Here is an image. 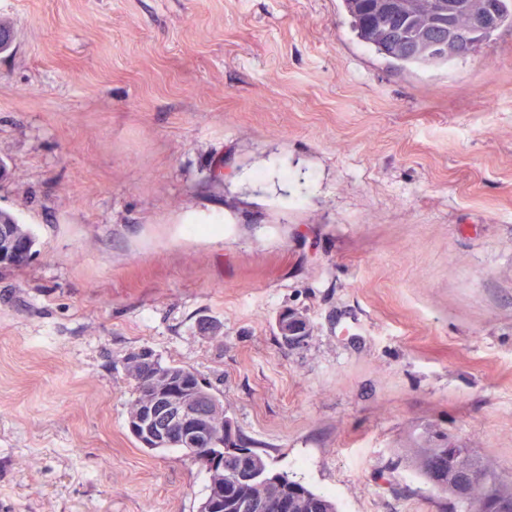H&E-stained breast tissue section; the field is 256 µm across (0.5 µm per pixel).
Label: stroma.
I'll list each match as a JSON object with an SVG mask.
<instances>
[{
    "instance_id": "obj_1",
    "label": "stroma",
    "mask_w": 512,
    "mask_h": 512,
    "mask_svg": "<svg viewBox=\"0 0 512 512\" xmlns=\"http://www.w3.org/2000/svg\"><path fill=\"white\" fill-rule=\"evenodd\" d=\"M0 512H198L121 358L194 368L339 512H446L405 461L512 477V28L400 70L342 0H0ZM310 334L286 346L280 315ZM13 221L14 218L10 213L0 211V249L8 250L15 238H26L31 244L27 241L15 244L9 252L11 259L7 261L8 265L29 262L33 258L31 245H35V237L31 230L25 224H11Z\"/></svg>"
}]
</instances>
